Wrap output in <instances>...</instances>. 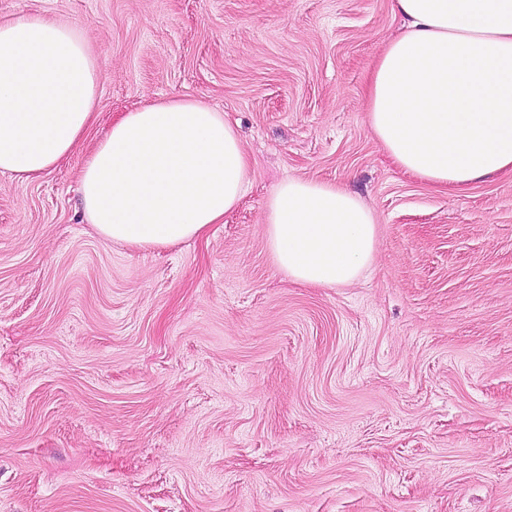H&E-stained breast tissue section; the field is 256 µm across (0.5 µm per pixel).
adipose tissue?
Here are the masks:
<instances>
[{"instance_id":"adipose-tissue-1","label":"adipose tissue","mask_w":512,"mask_h":512,"mask_svg":"<svg viewBox=\"0 0 512 512\" xmlns=\"http://www.w3.org/2000/svg\"><path fill=\"white\" fill-rule=\"evenodd\" d=\"M405 32L374 62L369 125L403 172L463 193L512 174V0H394ZM98 67L81 32L43 16L0 21V174L31 182L98 121ZM249 161L235 125L204 102L126 112L78 179L86 223L138 249L208 235L240 202ZM268 248L295 283L356 281L377 242L373 212L342 185L291 178L266 206Z\"/></svg>"}]
</instances>
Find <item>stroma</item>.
<instances>
[{
	"instance_id": "35a3bbf8",
	"label": "stroma",
	"mask_w": 512,
	"mask_h": 512,
	"mask_svg": "<svg viewBox=\"0 0 512 512\" xmlns=\"http://www.w3.org/2000/svg\"><path fill=\"white\" fill-rule=\"evenodd\" d=\"M394 0H0L78 24L98 122L0 175V512H512V176L457 196L395 167L367 77ZM224 112L250 159L208 237L98 236L86 155L139 105ZM290 177L374 212L373 261L313 288L263 217Z\"/></svg>"
}]
</instances>
